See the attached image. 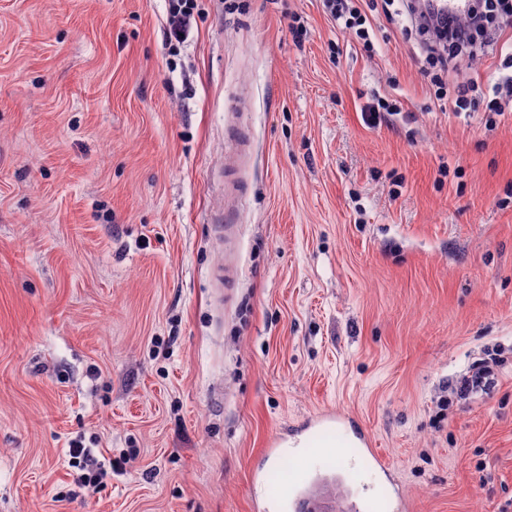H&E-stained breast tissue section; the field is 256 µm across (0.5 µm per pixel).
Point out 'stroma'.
Returning a JSON list of instances; mask_svg holds the SVG:
<instances>
[{"label": "stroma", "mask_w": 512, "mask_h": 512, "mask_svg": "<svg viewBox=\"0 0 512 512\" xmlns=\"http://www.w3.org/2000/svg\"><path fill=\"white\" fill-rule=\"evenodd\" d=\"M166 19L0 0V512H281L268 445L324 411L404 512H512V364L436 407L512 351V113L443 108L399 20L369 53L322 0H197L176 48ZM500 41L457 77L487 85ZM373 93L402 116L367 124ZM322 465L338 512H386ZM490 358L482 359L473 363L451 388V396L448 399V406L453 400H467L473 393L484 391L490 384V377L493 379L495 372H498L503 365V360L497 358L496 354H489Z\"/></svg>", "instance_id": "obj_1"}]
</instances>
